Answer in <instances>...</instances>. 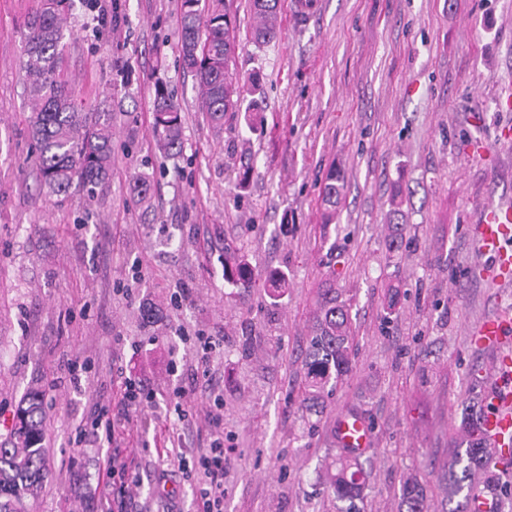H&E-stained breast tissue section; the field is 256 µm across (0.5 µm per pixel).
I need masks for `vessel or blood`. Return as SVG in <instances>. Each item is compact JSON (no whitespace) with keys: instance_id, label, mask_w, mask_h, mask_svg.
<instances>
[{"instance_id":"vessel-or-blood-1","label":"vessel or blood","mask_w":512,"mask_h":512,"mask_svg":"<svg viewBox=\"0 0 512 512\" xmlns=\"http://www.w3.org/2000/svg\"><path fill=\"white\" fill-rule=\"evenodd\" d=\"M478 240L482 252L494 258V285L512 283V205L491 204L484 208L478 226ZM512 333V312L500 313L477 321L470 334L480 347L495 351L491 371L496 382L489 392L490 409L483 424V433L502 450L497 457L499 470L512 469V457L505 448L512 446V351L502 350L507 334ZM337 440L348 452L358 454L370 446V435L363 421L353 416H342L336 421Z\"/></svg>"}]
</instances>
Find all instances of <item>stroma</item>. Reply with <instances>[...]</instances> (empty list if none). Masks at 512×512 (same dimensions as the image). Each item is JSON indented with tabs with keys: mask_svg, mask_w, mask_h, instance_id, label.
Segmentation results:
<instances>
[{
	"mask_svg": "<svg viewBox=\"0 0 512 512\" xmlns=\"http://www.w3.org/2000/svg\"><path fill=\"white\" fill-rule=\"evenodd\" d=\"M34 6L0 0V440L25 394L42 389L52 477L30 497L32 512H194V484L158 459L155 431L196 445L215 391L236 448L224 512H336L325 470L343 452L340 415L372 437L358 512H398L409 477L425 485L428 512H446L465 407L486 404L491 377L492 353L469 328L512 308V288L483 274L490 261L474 237L484 203L512 202V0H311L302 24L295 0H281V34L265 45L253 39L249 0H228L233 67L259 74L265 99L255 128L229 120L220 130L179 61L181 0H117L112 31L78 2L65 72L79 101L112 113V179L92 200L76 187L49 197L37 184L21 69ZM159 84L181 110L176 156L152 129ZM334 163L348 184L326 226L320 190ZM139 176L152 184L144 204L131 192ZM399 189L410 204L393 251L387 217ZM229 254L250 268L235 285L224 279ZM277 272L288 277L278 296ZM329 286L355 299L354 371L315 414L303 404V361ZM181 288L190 297L178 309ZM177 324L214 337L210 381L195 377ZM134 341L148 351L128 368L158 403L128 425L148 464L129 491L99 477L105 451L76 444L75 429L111 398L112 360ZM75 356L91 363L76 384ZM177 387L195 401L190 432L165 405Z\"/></svg>",
	"mask_w": 512,
	"mask_h": 512,
	"instance_id": "1",
	"label": "stroma"
}]
</instances>
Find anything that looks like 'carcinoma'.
Here are the masks:
<instances>
[{
    "mask_svg": "<svg viewBox=\"0 0 512 512\" xmlns=\"http://www.w3.org/2000/svg\"><path fill=\"white\" fill-rule=\"evenodd\" d=\"M280 0H250L256 19L254 37L267 43L280 35ZM74 0H38L27 22L23 70L30 88V136L37 151L41 189L65 195L73 185L88 197L112 177V113L91 112L76 103L71 82L62 68L65 53V24ZM236 35L230 14L208 6L205 0H182L179 59L195 78L202 109L211 124L224 126L226 118H242L253 128V113L264 94L260 81L243 79L231 68ZM153 124L160 148L169 156L182 151V119L173 100L156 95ZM346 190L343 173L331 170L321 189L323 220L336 221V207ZM248 266L237 258L224 263V279L234 283L247 275ZM353 299L334 288H323L314 316V336L306 360L307 384L304 401L309 409L322 406L328 386L344 383L352 373L351 310ZM43 394L27 393L19 408L9 439L0 442V512H26L25 494L38 488L50 476L43 448ZM482 416L475 414L465 423L466 448L456 452L449 481L455 506L448 512H471L477 472H490L494 453L480 435ZM328 473L337 501L348 503L337 512H355L353 501L364 487L366 471L353 456L334 461ZM462 500L454 502V497ZM402 512H426L424 487L414 478L401 487Z\"/></svg>",
    "mask_w": 512,
    "mask_h": 512,
    "instance_id": "obj_1",
    "label": "carcinoma"
}]
</instances>
